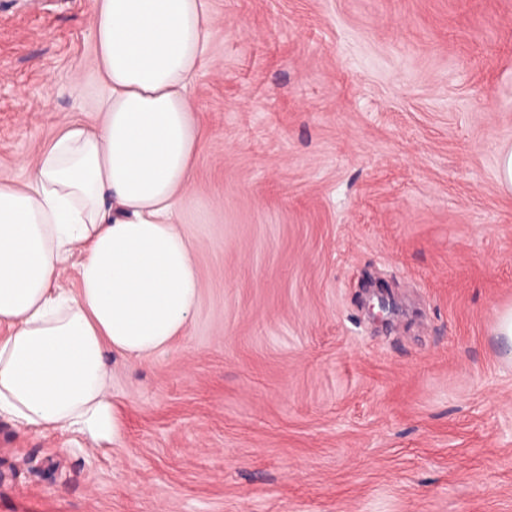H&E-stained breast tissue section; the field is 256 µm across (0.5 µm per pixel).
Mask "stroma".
<instances>
[{
	"mask_svg": "<svg viewBox=\"0 0 512 512\" xmlns=\"http://www.w3.org/2000/svg\"><path fill=\"white\" fill-rule=\"evenodd\" d=\"M92 2L0 0V180L96 124ZM210 4L198 307L122 444L0 417V512H512V0Z\"/></svg>",
	"mask_w": 512,
	"mask_h": 512,
	"instance_id": "stroma-1",
	"label": "stroma"
}]
</instances>
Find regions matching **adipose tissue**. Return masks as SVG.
<instances>
[{
	"mask_svg": "<svg viewBox=\"0 0 512 512\" xmlns=\"http://www.w3.org/2000/svg\"><path fill=\"white\" fill-rule=\"evenodd\" d=\"M93 19L97 124L64 126L25 186L0 182V415L118 443L108 353L154 355L200 299L179 208L213 15L209 0H94ZM77 249L73 292L59 280Z\"/></svg>",
	"mask_w": 512,
	"mask_h": 512,
	"instance_id": "1",
	"label": "adipose tissue"
}]
</instances>
